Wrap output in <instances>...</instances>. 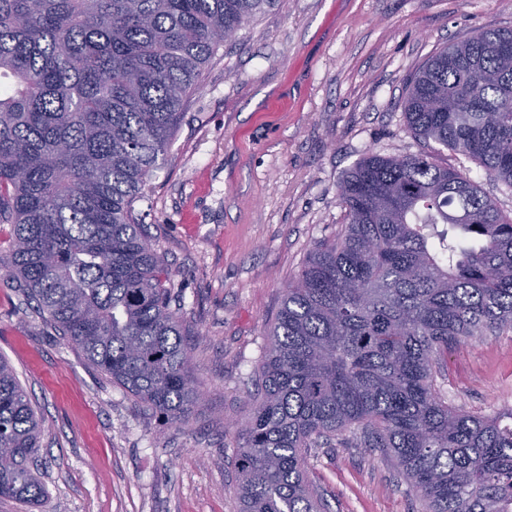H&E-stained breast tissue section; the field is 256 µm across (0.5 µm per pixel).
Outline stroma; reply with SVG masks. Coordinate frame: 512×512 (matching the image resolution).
Segmentation results:
<instances>
[{
  "label": "stroma",
  "mask_w": 512,
  "mask_h": 512,
  "mask_svg": "<svg viewBox=\"0 0 512 512\" xmlns=\"http://www.w3.org/2000/svg\"><path fill=\"white\" fill-rule=\"evenodd\" d=\"M510 26L512 0H283L218 49L136 204L192 332L204 396L189 426L90 367L0 268V354L43 420L35 512H236L234 424L283 288L344 229L338 183L367 154L427 153L512 213V191L414 137L404 113L405 85L432 55ZM437 382L462 411L512 409V330L449 345ZM307 479L329 512H420L377 448L312 449Z\"/></svg>",
  "instance_id": "stroma-1"
}]
</instances>
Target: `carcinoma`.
I'll list each match as a JSON object with an SVG mask.
<instances>
[{"label": "carcinoma", "instance_id": "1", "mask_svg": "<svg viewBox=\"0 0 512 512\" xmlns=\"http://www.w3.org/2000/svg\"><path fill=\"white\" fill-rule=\"evenodd\" d=\"M281 0H0V224L19 289L97 370L168 421L201 402L173 282L135 212L219 46ZM407 128L512 188V28L412 78ZM268 327L234 453L237 512H325L309 450L379 448L422 512H505L512 409L439 394L448 345L512 329V216L427 154L363 158ZM42 420L0 356V497L38 505Z\"/></svg>", "mask_w": 512, "mask_h": 512}]
</instances>
